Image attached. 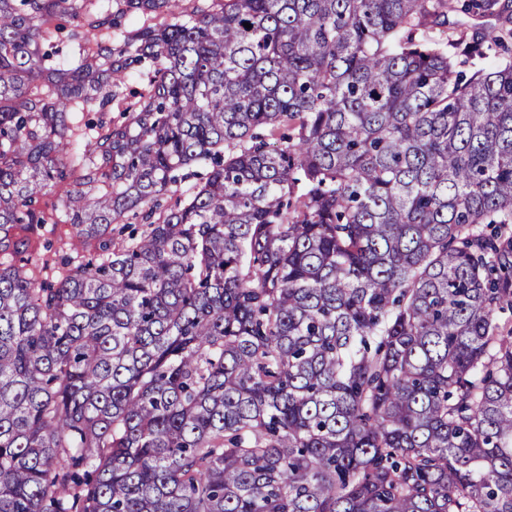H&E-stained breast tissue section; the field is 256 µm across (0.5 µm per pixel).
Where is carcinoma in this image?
<instances>
[{
  "label": "carcinoma",
  "instance_id": "obj_1",
  "mask_svg": "<svg viewBox=\"0 0 512 512\" xmlns=\"http://www.w3.org/2000/svg\"><path fill=\"white\" fill-rule=\"evenodd\" d=\"M497 2L0 0V512H512ZM448 34L458 43L460 49L469 45L480 36L485 29L489 27H498L501 20L495 16L472 17L462 13H454L449 15ZM70 229L68 224H43L39 232V235L33 239L32 247L40 254L45 253L46 246L51 244V248L48 249L50 255L56 258L59 262L62 257L69 256L70 251L67 246L62 245L61 240H66ZM56 252V256L54 253Z\"/></svg>",
  "mask_w": 512,
  "mask_h": 512
}]
</instances>
